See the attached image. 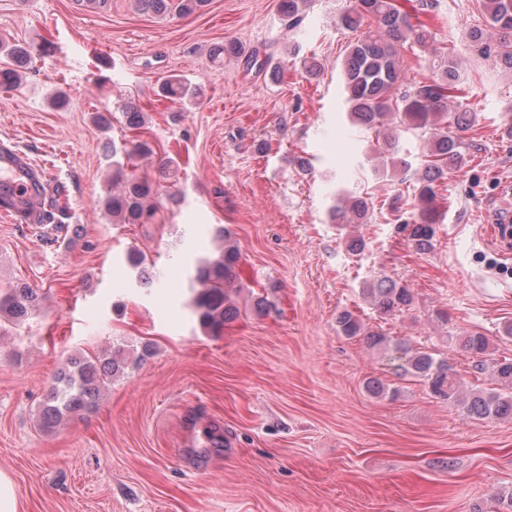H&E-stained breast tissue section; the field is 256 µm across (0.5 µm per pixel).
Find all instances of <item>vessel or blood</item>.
<instances>
[{
	"instance_id": "b4317fda",
	"label": "vessel or blood",
	"mask_w": 512,
	"mask_h": 512,
	"mask_svg": "<svg viewBox=\"0 0 512 512\" xmlns=\"http://www.w3.org/2000/svg\"><path fill=\"white\" fill-rule=\"evenodd\" d=\"M40 198L35 170L17 153L0 150V214L22 224L38 223Z\"/></svg>"
}]
</instances>
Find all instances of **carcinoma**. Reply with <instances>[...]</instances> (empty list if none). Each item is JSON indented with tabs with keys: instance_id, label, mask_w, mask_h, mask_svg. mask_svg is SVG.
<instances>
[{
	"instance_id": "carcinoma-1",
	"label": "carcinoma",
	"mask_w": 512,
	"mask_h": 512,
	"mask_svg": "<svg viewBox=\"0 0 512 512\" xmlns=\"http://www.w3.org/2000/svg\"><path fill=\"white\" fill-rule=\"evenodd\" d=\"M309 0H281V8L297 27ZM436 7V0H417L408 12L393 0H350L339 11L337 22L345 30L362 31L341 64L342 95L346 116L353 127L375 132V145L367 158L377 157L383 170L405 172L411 164L401 156L400 139L407 133L420 135L424 146L420 155L421 177L413 188L409 213L400 214L397 202L390 204L391 222L407 232V242L419 253L433 248L438 211L434 205L437 187L448 174L467 165L466 147L459 133L477 122L476 110L461 100L460 54L456 50L433 48V34L419 14ZM483 24L470 27L464 50L475 49L492 64L512 72V0H482ZM417 48L427 54L416 64L427 62L430 75L408 81L413 65L402 51ZM160 96L172 103L185 104L197 98V89L179 76H170L160 87ZM112 181L122 188L105 200L112 218L123 224H150L157 207L151 202L149 180L124 172L123 164L112 162ZM374 204L359 193L340 189L329 208L338 224H367ZM224 241V253L214 259L196 262L188 274L194 293L190 306L201 328L213 335L224 330L236 310L229 305V289L235 287L239 249L230 231L222 225L213 228ZM362 294L381 315H394L412 303V294L400 282L374 278ZM40 307L38 294L17 285L0 294V316L6 320L25 317ZM336 331L347 338L366 337L368 346L387 356L392 369L401 377H411L428 387L431 394L454 404L466 419L499 420L512 417V360L490 357L489 342L479 333L458 336L461 348L471 355L473 372L490 376L491 386H475L461 392L459 375L448 360L436 354L395 342L391 337L370 331L362 319L345 309L336 316ZM121 349H103L98 354L68 358L41 409L42 425L51 428L71 415L90 409L112 377L121 371Z\"/></svg>"
}]
</instances>
